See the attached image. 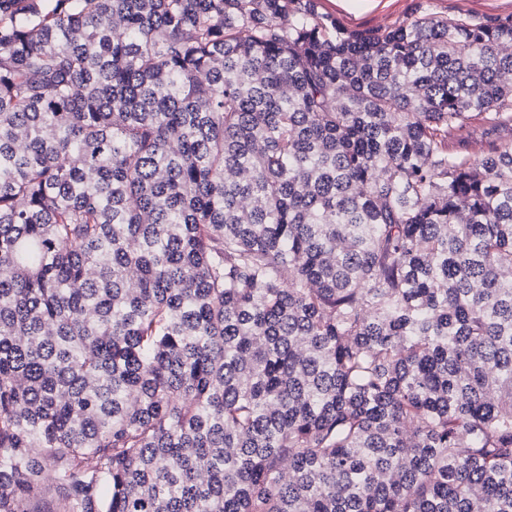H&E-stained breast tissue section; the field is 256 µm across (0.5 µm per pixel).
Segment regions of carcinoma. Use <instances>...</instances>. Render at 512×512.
<instances>
[{"label":"carcinoma","mask_w":512,"mask_h":512,"mask_svg":"<svg viewBox=\"0 0 512 512\" xmlns=\"http://www.w3.org/2000/svg\"><path fill=\"white\" fill-rule=\"evenodd\" d=\"M0 0V512H512V19Z\"/></svg>","instance_id":"1"}]
</instances>
